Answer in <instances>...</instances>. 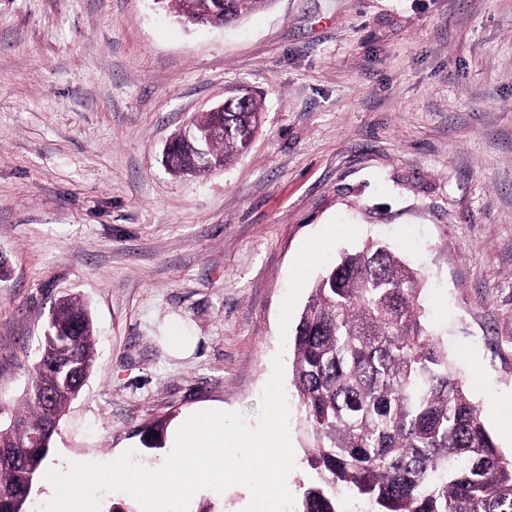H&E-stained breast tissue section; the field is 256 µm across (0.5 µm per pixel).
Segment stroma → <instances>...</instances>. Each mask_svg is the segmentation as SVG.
Returning <instances> with one entry per match:
<instances>
[{
	"label": "stroma",
	"mask_w": 512,
	"mask_h": 512,
	"mask_svg": "<svg viewBox=\"0 0 512 512\" xmlns=\"http://www.w3.org/2000/svg\"><path fill=\"white\" fill-rule=\"evenodd\" d=\"M264 121L224 170L177 176L172 133L229 95ZM424 281L433 332L512 454V0H272L187 27L155 0H0V427L25 400L54 302L78 297L96 367L47 468L133 451L207 403L260 421L292 343L302 244L334 217ZM197 339L170 356L162 339ZM300 496L310 439L289 409ZM245 487L189 512H244Z\"/></svg>",
	"instance_id": "1"
}]
</instances>
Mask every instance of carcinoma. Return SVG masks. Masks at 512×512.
<instances>
[{"label":"carcinoma","mask_w":512,"mask_h":512,"mask_svg":"<svg viewBox=\"0 0 512 512\" xmlns=\"http://www.w3.org/2000/svg\"><path fill=\"white\" fill-rule=\"evenodd\" d=\"M271 0H199V18L237 21ZM225 101L224 134L211 156L227 166L243 152L241 133L255 129L261 111ZM218 116L206 112L189 133L173 137L167 167L176 175L208 172L197 166L198 136ZM52 334L76 336L74 356L95 366L93 322L72 298L55 308ZM55 373L39 359L25 411L0 429V444L19 455L0 462V490L29 510L30 480L44 474L50 449L31 472L28 433L42 427L41 391ZM293 385L311 439L307 462L318 480L304 489L299 512H346L347 499L368 502L373 512H512V455L503 454L486 429L482 410L448 348L425 322L421 282L384 244L371 242L342 254L313 284L295 328Z\"/></svg>","instance_id":"carcinoma-1"}]
</instances>
